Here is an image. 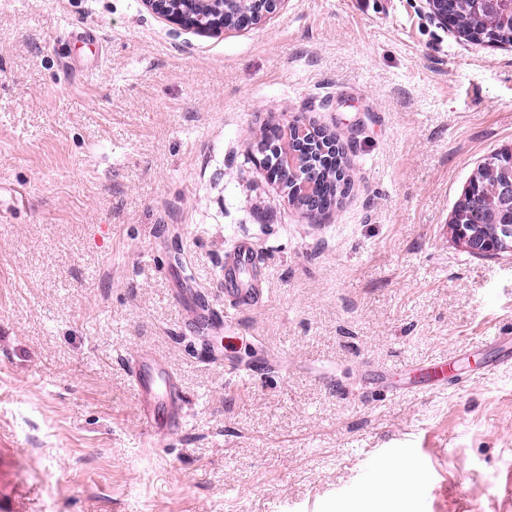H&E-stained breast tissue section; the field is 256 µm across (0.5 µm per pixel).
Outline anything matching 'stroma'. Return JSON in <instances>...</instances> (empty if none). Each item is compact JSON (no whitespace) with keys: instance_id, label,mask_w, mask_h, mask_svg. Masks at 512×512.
<instances>
[{"instance_id":"35a3bbf8","label":"stroma","mask_w":512,"mask_h":512,"mask_svg":"<svg viewBox=\"0 0 512 512\" xmlns=\"http://www.w3.org/2000/svg\"><path fill=\"white\" fill-rule=\"evenodd\" d=\"M419 6L289 0L210 36L142 0H0V512H500L512 257L448 224L512 148V47ZM290 112L348 142L316 222L246 141ZM239 238L264 297L221 330ZM144 349L184 393L162 443ZM448 357V388L409 389ZM397 474L427 481L367 495ZM131 376L145 432L156 440L177 433L183 425L182 397L168 366L156 356L142 353L131 363Z\"/></svg>"}]
</instances>
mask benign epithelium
Wrapping results in <instances>:
<instances>
[{"label": "benign epithelium", "instance_id": "7a95c632", "mask_svg": "<svg viewBox=\"0 0 512 512\" xmlns=\"http://www.w3.org/2000/svg\"><path fill=\"white\" fill-rule=\"evenodd\" d=\"M430 21L456 27L467 37L497 43L512 33V0H419ZM154 13L201 33L221 34L258 25L278 14L288 0H143ZM474 14L491 21L488 29L475 31L463 22ZM257 165L281 188L288 202L311 220L330 208L323 197L327 169H335L336 183L344 181L339 163L344 142L340 135L313 126L305 113H296L275 124L269 141L254 138ZM491 175L486 183L485 175ZM461 214L450 228L455 239L477 256L512 255V149L490 154L479 166L461 197Z\"/></svg>", "mask_w": 512, "mask_h": 512}]
</instances>
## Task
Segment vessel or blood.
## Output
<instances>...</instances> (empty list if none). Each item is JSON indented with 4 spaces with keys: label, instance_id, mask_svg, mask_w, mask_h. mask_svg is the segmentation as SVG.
Wrapping results in <instances>:
<instances>
[{
    "label": "vessel or blood",
    "instance_id": "obj_1",
    "mask_svg": "<svg viewBox=\"0 0 512 512\" xmlns=\"http://www.w3.org/2000/svg\"><path fill=\"white\" fill-rule=\"evenodd\" d=\"M254 253L245 243H236L224 269V288L239 305L257 303L262 295L255 284ZM131 376L139 396L141 424L153 439L177 433L183 425L181 391L168 366L156 356L144 353L131 364Z\"/></svg>",
    "mask_w": 512,
    "mask_h": 512
}]
</instances>
